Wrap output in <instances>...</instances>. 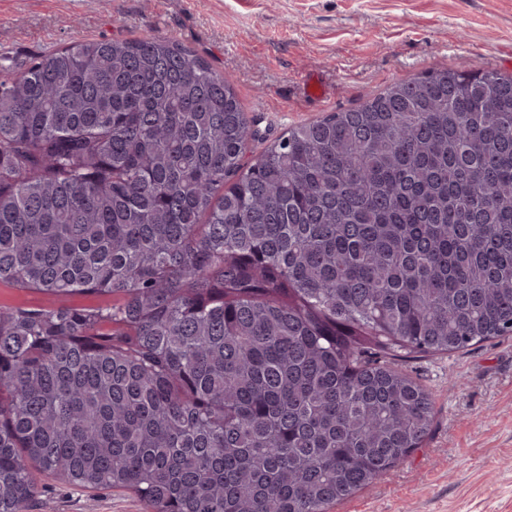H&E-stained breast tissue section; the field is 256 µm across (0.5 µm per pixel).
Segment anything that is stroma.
<instances>
[{
    "label": "stroma",
    "mask_w": 512,
    "mask_h": 512,
    "mask_svg": "<svg viewBox=\"0 0 512 512\" xmlns=\"http://www.w3.org/2000/svg\"><path fill=\"white\" fill-rule=\"evenodd\" d=\"M171 36L228 77L257 130L249 155L288 129L358 106L437 67L512 74V0H0V55L94 38ZM323 86L314 98L306 77ZM106 296L0 283V306L94 308ZM434 399L422 448L330 512H512V338L424 355ZM28 512H145L131 493L46 479Z\"/></svg>",
    "instance_id": "stroma-1"
}]
</instances>
